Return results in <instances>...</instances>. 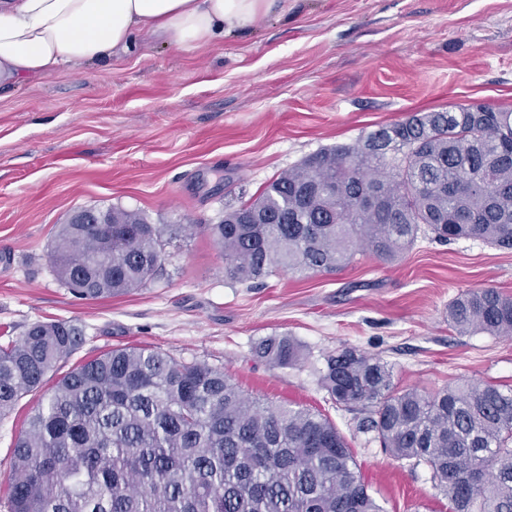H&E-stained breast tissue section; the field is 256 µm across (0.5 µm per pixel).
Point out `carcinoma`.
Segmentation results:
<instances>
[{
	"mask_svg": "<svg viewBox=\"0 0 512 512\" xmlns=\"http://www.w3.org/2000/svg\"><path fill=\"white\" fill-rule=\"evenodd\" d=\"M371 192L375 202H363ZM112 225L64 224L51 257L77 298L128 293L162 266L164 227L108 208ZM200 229L226 275L336 271L360 249L392 261L419 234L512 248V109L414 112L304 159L252 201ZM459 335L512 336V295L448 304ZM86 343L64 321H35L0 347V418ZM272 367L305 360L288 336L255 345ZM320 386L356 431L426 467L450 512H512V389L464 383L400 389L392 368L354 347L325 356ZM10 512H385L326 415L245 394L224 370L156 349H112L42 394L10 453Z\"/></svg>",
	"mask_w": 512,
	"mask_h": 512,
	"instance_id": "obj_1",
	"label": "carcinoma"
}]
</instances>
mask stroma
I'll return each instance as SVG.
<instances>
[{
	"mask_svg": "<svg viewBox=\"0 0 512 512\" xmlns=\"http://www.w3.org/2000/svg\"><path fill=\"white\" fill-rule=\"evenodd\" d=\"M512 108V0H288L191 51L143 35L107 66L81 65L0 88V346L36 320L82 326L87 341L49 374L112 348L158 349L223 368L244 393L327 415L386 512H448L427 469L409 470L354 433L318 384L326 355L354 347L392 367L398 388L512 387V336L458 335L462 291L512 294V250L419 236L392 261L366 252L332 273L239 283L199 232L165 247L146 286L74 297L49 254L81 208L119 207L153 224H215L319 150L417 111ZM293 337L308 359L272 367L253 344ZM39 401L0 420V501L10 451Z\"/></svg>",
	"mask_w": 512,
	"mask_h": 512,
	"instance_id": "stroma-1",
	"label": "stroma"
}]
</instances>
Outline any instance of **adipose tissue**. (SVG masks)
<instances>
[{"mask_svg":"<svg viewBox=\"0 0 512 512\" xmlns=\"http://www.w3.org/2000/svg\"><path fill=\"white\" fill-rule=\"evenodd\" d=\"M281 0H0V82L106 63L153 33L185 50L243 30Z\"/></svg>","mask_w":512,"mask_h":512,"instance_id":"adipose-tissue-1","label":"adipose tissue"}]
</instances>
